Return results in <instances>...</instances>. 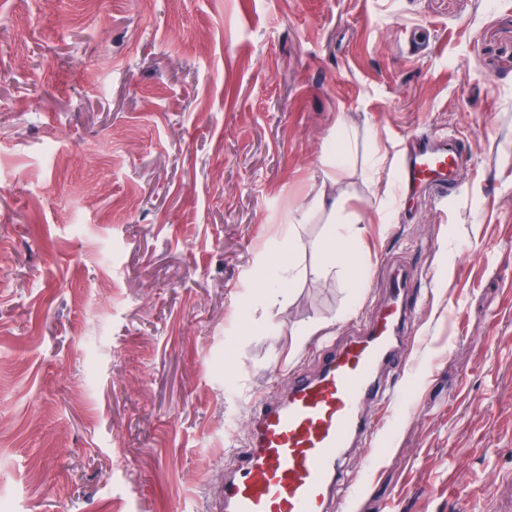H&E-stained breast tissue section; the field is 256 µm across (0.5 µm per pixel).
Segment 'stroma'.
Segmentation results:
<instances>
[{
  "instance_id": "1",
  "label": "stroma",
  "mask_w": 512,
  "mask_h": 512,
  "mask_svg": "<svg viewBox=\"0 0 512 512\" xmlns=\"http://www.w3.org/2000/svg\"><path fill=\"white\" fill-rule=\"evenodd\" d=\"M427 128L468 146L458 193L381 223ZM333 168L352 267L322 251ZM402 265L432 280L414 370L346 512H486L481 479L512 481V0H0V512H220L254 407ZM336 171L329 170L320 184L314 187V199L323 208L330 206V210L335 217L338 198L336 197Z\"/></svg>"
}]
</instances>
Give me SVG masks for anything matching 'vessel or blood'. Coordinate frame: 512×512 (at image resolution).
<instances>
[{
  "instance_id": "vessel-or-blood-1",
  "label": "vessel or blood",
  "mask_w": 512,
  "mask_h": 512,
  "mask_svg": "<svg viewBox=\"0 0 512 512\" xmlns=\"http://www.w3.org/2000/svg\"><path fill=\"white\" fill-rule=\"evenodd\" d=\"M466 161L459 140L423 132L401 162V187L447 201ZM407 277L398 270L387 301L354 336L320 349L313 370L290 371L285 395L254 410L250 442L225 468L222 512H332L337 499L357 494L361 481L342 461L350 449L371 445L379 430L367 409L384 394L385 370L409 368L405 343L418 305Z\"/></svg>"
}]
</instances>
